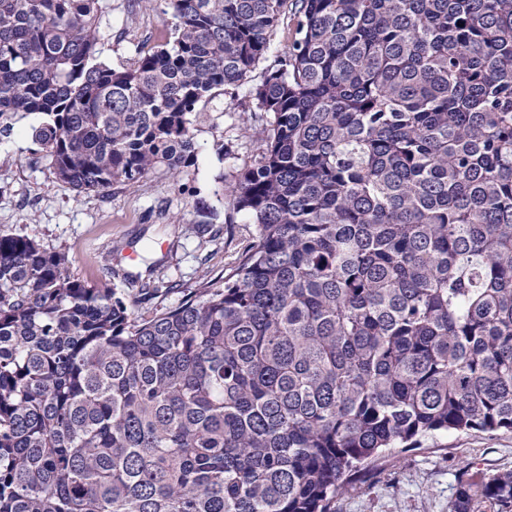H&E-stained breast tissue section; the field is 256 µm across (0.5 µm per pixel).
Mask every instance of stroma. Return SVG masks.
Returning a JSON list of instances; mask_svg holds the SVG:
<instances>
[{
	"instance_id": "1",
	"label": "stroma",
	"mask_w": 512,
	"mask_h": 512,
	"mask_svg": "<svg viewBox=\"0 0 512 512\" xmlns=\"http://www.w3.org/2000/svg\"><path fill=\"white\" fill-rule=\"evenodd\" d=\"M99 19L100 59L133 67L137 48L162 42V0H105ZM245 82L214 92L190 116L195 166L172 176L155 168L137 183L102 193H77L57 179L28 135L41 115L20 119L0 136V233L36 238L66 254L72 276L124 290L147 318L172 307L203 282L239 264L258 236L257 225L232 209L225 187L258 157L270 122ZM171 284L169 293L141 299L142 282ZM487 475L512 470V432L438 433L419 448L383 455L377 470L339 493L334 512H452L461 468Z\"/></svg>"
}]
</instances>
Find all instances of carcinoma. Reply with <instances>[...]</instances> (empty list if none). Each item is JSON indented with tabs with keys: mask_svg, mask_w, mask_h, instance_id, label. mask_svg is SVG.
<instances>
[{
	"mask_svg": "<svg viewBox=\"0 0 512 512\" xmlns=\"http://www.w3.org/2000/svg\"><path fill=\"white\" fill-rule=\"evenodd\" d=\"M164 3L116 70L100 0H0V135L43 115L78 192L176 177L288 18L226 188L259 235L140 319L0 234V512H332L385 450L512 432V0ZM462 475L453 512H512V471Z\"/></svg>",
	"mask_w": 512,
	"mask_h": 512,
	"instance_id": "1",
	"label": "carcinoma"
}]
</instances>
